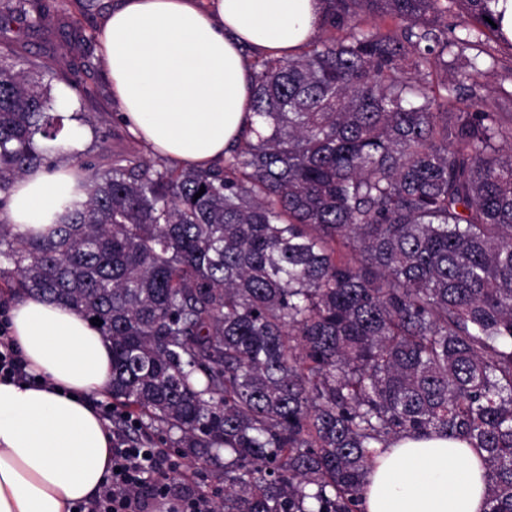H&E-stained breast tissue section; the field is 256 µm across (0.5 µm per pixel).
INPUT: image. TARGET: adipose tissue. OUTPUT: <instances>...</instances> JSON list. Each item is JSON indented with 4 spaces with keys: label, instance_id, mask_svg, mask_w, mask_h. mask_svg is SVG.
<instances>
[{
    "label": "adipose tissue",
    "instance_id": "1",
    "mask_svg": "<svg viewBox=\"0 0 512 512\" xmlns=\"http://www.w3.org/2000/svg\"><path fill=\"white\" fill-rule=\"evenodd\" d=\"M321 12V0H119L101 53L130 133L179 165L219 163L251 114L250 54L298 51ZM74 171L27 173L10 223L38 231L62 202H84ZM8 316L38 382L0 380V512H73L111 473L112 433L95 401L112 393V342L79 309L34 294ZM487 491L481 454L466 442L406 437L378 449L363 512H485Z\"/></svg>",
    "mask_w": 512,
    "mask_h": 512
}]
</instances>
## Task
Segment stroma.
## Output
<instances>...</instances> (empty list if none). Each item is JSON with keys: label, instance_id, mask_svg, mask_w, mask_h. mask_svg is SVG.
Segmentation results:
<instances>
[{"label": "stroma", "instance_id": "obj_1", "mask_svg": "<svg viewBox=\"0 0 512 512\" xmlns=\"http://www.w3.org/2000/svg\"><path fill=\"white\" fill-rule=\"evenodd\" d=\"M51 11L44 25L28 28L17 19L0 29V47L18 48L28 59L45 63L58 110L64 116L62 138L76 128L74 114L87 113L97 121L96 132L85 139L81 150L102 158L113 153L148 156V149L133 139L119 118L112 90L100 57L104 22L117 0H48ZM80 90H72V81ZM176 469L168 476L171 488L191 485L207 492H222L224 482L208 466L191 464L175 456Z\"/></svg>", "mask_w": 512, "mask_h": 512}]
</instances>
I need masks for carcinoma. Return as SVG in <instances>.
<instances>
[{"label":"carcinoma","instance_id":"obj_1","mask_svg":"<svg viewBox=\"0 0 512 512\" xmlns=\"http://www.w3.org/2000/svg\"><path fill=\"white\" fill-rule=\"evenodd\" d=\"M491 2L322 0L338 35L254 62L223 164L73 151L83 203L36 236L0 220L9 291L103 321L112 400L224 464L212 512H362L375 449L432 435L482 450L486 512H512V89L483 82L507 41ZM17 18L45 9L0 0V26ZM45 70L0 50V215L56 167Z\"/></svg>","mask_w":512,"mask_h":512}]
</instances>
